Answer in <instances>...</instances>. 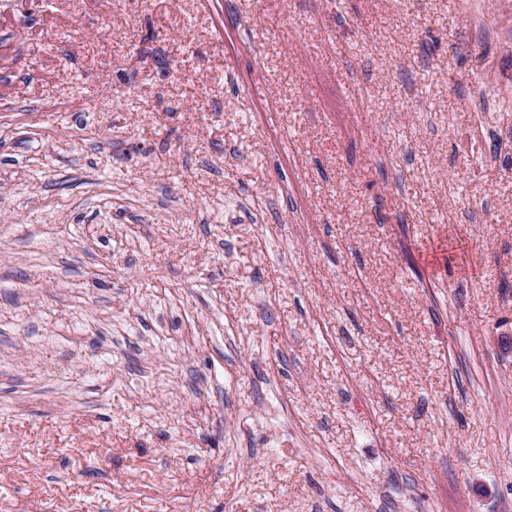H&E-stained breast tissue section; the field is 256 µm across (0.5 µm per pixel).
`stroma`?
<instances>
[{
  "instance_id": "obj_1",
  "label": "stroma",
  "mask_w": 512,
  "mask_h": 512,
  "mask_svg": "<svg viewBox=\"0 0 512 512\" xmlns=\"http://www.w3.org/2000/svg\"><path fill=\"white\" fill-rule=\"evenodd\" d=\"M0 512H512V0H0Z\"/></svg>"
}]
</instances>
